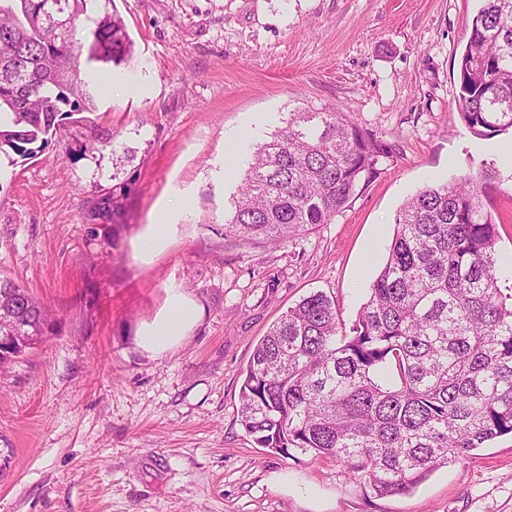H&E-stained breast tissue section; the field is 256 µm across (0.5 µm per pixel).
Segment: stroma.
I'll return each instance as SVG.
<instances>
[{
    "instance_id": "35a3bbf8",
    "label": "stroma",
    "mask_w": 512,
    "mask_h": 512,
    "mask_svg": "<svg viewBox=\"0 0 512 512\" xmlns=\"http://www.w3.org/2000/svg\"><path fill=\"white\" fill-rule=\"evenodd\" d=\"M134 42L94 111L39 157L0 154V278L50 311L0 367V512H512V438L369 497L347 466L260 447L237 418L257 342L322 292L352 323L395 217L512 136L475 137L457 60L479 0H114ZM350 115L386 145L379 176L332 219L279 245L224 226L257 147L298 106ZM131 185L129 223H86ZM499 284L512 286V181L493 196ZM166 221L164 244L138 243ZM179 291L200 316L175 347L140 346Z\"/></svg>"
}]
</instances>
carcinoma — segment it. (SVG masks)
<instances>
[{"label":"carcinoma","mask_w":512,"mask_h":512,"mask_svg":"<svg viewBox=\"0 0 512 512\" xmlns=\"http://www.w3.org/2000/svg\"><path fill=\"white\" fill-rule=\"evenodd\" d=\"M98 0H0V153L29 159L103 88L93 62L124 61L132 41ZM458 59V113L480 138L512 132V0H483ZM387 149L330 108L297 107L254 152L229 218L239 239L280 244L328 224ZM503 179L481 162L427 186L395 219L387 260L345 327L313 293L255 346L237 417L263 448L344 462L374 497L405 494L436 469L512 436V294L497 277L488 191ZM127 187L87 209L123 223ZM45 334L46 309L0 280V310Z\"/></svg>","instance_id":"1"}]
</instances>
